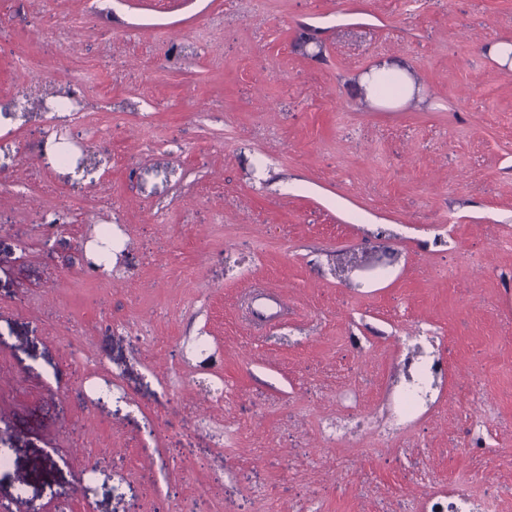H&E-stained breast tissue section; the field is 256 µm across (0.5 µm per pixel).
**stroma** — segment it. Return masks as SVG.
Listing matches in <instances>:
<instances>
[{
	"mask_svg": "<svg viewBox=\"0 0 512 512\" xmlns=\"http://www.w3.org/2000/svg\"><path fill=\"white\" fill-rule=\"evenodd\" d=\"M507 39L512 0H0V504L512 512ZM384 60L418 96L360 92Z\"/></svg>",
	"mask_w": 512,
	"mask_h": 512,
	"instance_id": "obj_1",
	"label": "stroma"
}]
</instances>
